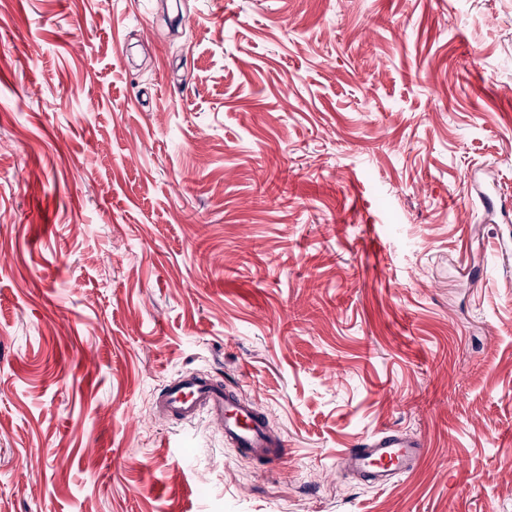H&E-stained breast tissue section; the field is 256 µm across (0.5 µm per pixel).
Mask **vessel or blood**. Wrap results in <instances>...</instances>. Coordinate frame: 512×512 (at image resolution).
Returning <instances> with one entry per match:
<instances>
[{
  "label": "vessel or blood",
  "instance_id": "obj_1",
  "mask_svg": "<svg viewBox=\"0 0 512 512\" xmlns=\"http://www.w3.org/2000/svg\"><path fill=\"white\" fill-rule=\"evenodd\" d=\"M160 412L189 422L207 412L224 430V440L239 456L280 467L288 462V443L273 435L258 405L237 389L196 372L169 380L157 399ZM425 455L422 440L398 430L382 428L365 436L357 447L342 451L344 469L361 481L383 489L399 477L413 473Z\"/></svg>",
  "mask_w": 512,
  "mask_h": 512
}]
</instances>
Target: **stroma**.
<instances>
[{"instance_id":"1","label":"stroma","mask_w":512,"mask_h":512,"mask_svg":"<svg viewBox=\"0 0 512 512\" xmlns=\"http://www.w3.org/2000/svg\"><path fill=\"white\" fill-rule=\"evenodd\" d=\"M160 3L0 0V512H512V0ZM160 412L189 422L205 410L224 429V440L243 458L265 461L273 467L288 462V443L271 433L258 405L240 396L236 388L201 373L187 372L169 380L157 399ZM425 455L422 440L397 429L381 428L355 448L338 456L343 468L372 487H389L396 478L413 473Z\"/></svg>"}]
</instances>
